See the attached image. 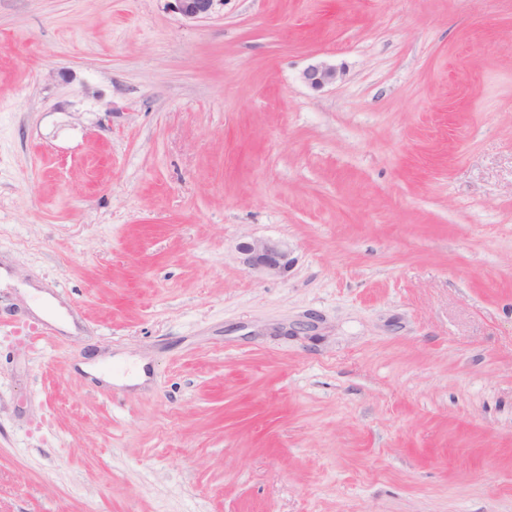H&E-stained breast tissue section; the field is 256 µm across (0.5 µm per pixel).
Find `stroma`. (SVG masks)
I'll return each instance as SVG.
<instances>
[{"label": "stroma", "instance_id": "obj_1", "mask_svg": "<svg viewBox=\"0 0 512 512\" xmlns=\"http://www.w3.org/2000/svg\"><path fill=\"white\" fill-rule=\"evenodd\" d=\"M4 274L0 512H512V0H0ZM175 9L184 19L197 21L210 16L215 5L223 0H172ZM339 76L336 66L324 62L310 65L302 73L303 81L315 89L336 83ZM237 251L243 265L267 276H284L293 264L292 250L281 240L250 238Z\"/></svg>", "mask_w": 512, "mask_h": 512}]
</instances>
